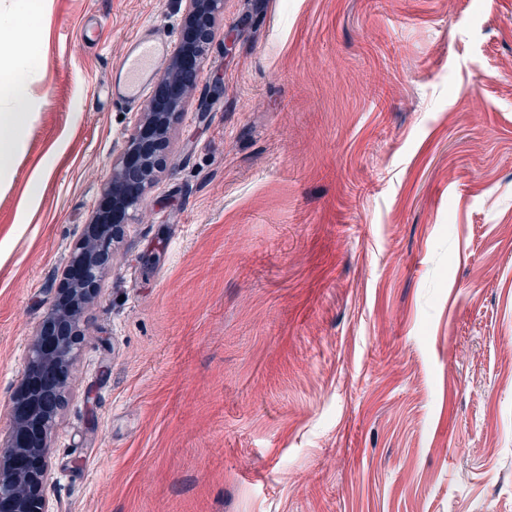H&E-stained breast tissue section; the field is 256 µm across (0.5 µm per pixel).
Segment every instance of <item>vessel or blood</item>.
Returning <instances> with one entry per match:
<instances>
[{"mask_svg":"<svg viewBox=\"0 0 512 512\" xmlns=\"http://www.w3.org/2000/svg\"><path fill=\"white\" fill-rule=\"evenodd\" d=\"M171 45L170 36L151 28L133 34L112 77L113 103L131 107L143 100Z\"/></svg>","mask_w":512,"mask_h":512,"instance_id":"obj_1","label":"vessel or blood"}]
</instances>
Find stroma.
Here are the masks:
<instances>
[{
    "label": "stroma",
    "instance_id": "stroma-1",
    "mask_svg": "<svg viewBox=\"0 0 512 512\" xmlns=\"http://www.w3.org/2000/svg\"><path fill=\"white\" fill-rule=\"evenodd\" d=\"M39 6L0 436L140 113L112 71L186 13ZM219 29L82 314L49 512H512V0H224Z\"/></svg>",
    "mask_w": 512,
    "mask_h": 512
}]
</instances>
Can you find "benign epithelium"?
<instances>
[{"label": "benign epithelium", "instance_id": "benign-epithelium-1", "mask_svg": "<svg viewBox=\"0 0 512 512\" xmlns=\"http://www.w3.org/2000/svg\"><path fill=\"white\" fill-rule=\"evenodd\" d=\"M185 22L196 31V68L210 51L224 0H186ZM183 45L175 47L168 67L158 76L157 86L168 90L163 104L149 98L135 121L125 147L112 166V179L103 195H112L113 207L125 219L135 218L153 178L167 163L171 152L170 131L184 109V87L193 81L181 60ZM123 227L94 224L77 242L69 266L77 278L64 289L65 306L54 300L29 349L22 388L15 395L17 409L10 429L0 440V504L8 512H46L44 490L51 479L49 437L56 425L59 407L69 387V369L82 340L80 307L94 298L112 264V246Z\"/></svg>", "mask_w": 512, "mask_h": 512}]
</instances>
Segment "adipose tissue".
<instances>
[{"instance_id": "adipose-tissue-1", "label": "adipose tissue", "mask_w": 512, "mask_h": 512, "mask_svg": "<svg viewBox=\"0 0 512 512\" xmlns=\"http://www.w3.org/2000/svg\"><path fill=\"white\" fill-rule=\"evenodd\" d=\"M19 9L17 23L0 25V42L19 46L7 62L0 63V171L10 164L20 146L35 62L32 47L39 29L48 22L46 14L36 11L33 0H19Z\"/></svg>"}]
</instances>
